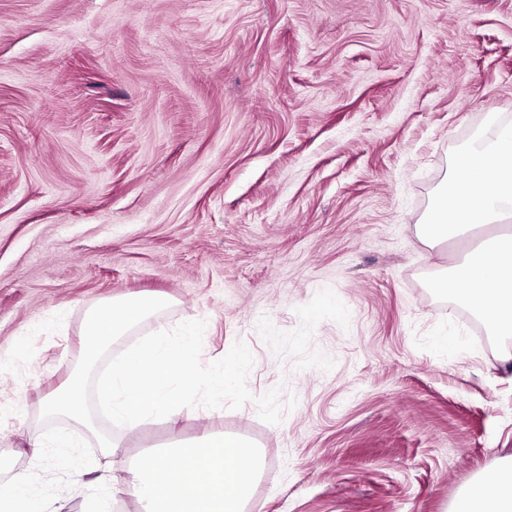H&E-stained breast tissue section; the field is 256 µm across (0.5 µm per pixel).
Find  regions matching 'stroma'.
<instances>
[{
  "instance_id": "1",
  "label": "stroma",
  "mask_w": 512,
  "mask_h": 512,
  "mask_svg": "<svg viewBox=\"0 0 512 512\" xmlns=\"http://www.w3.org/2000/svg\"><path fill=\"white\" fill-rule=\"evenodd\" d=\"M493 116L512 0H0V482L99 512L54 435L100 477L220 431L263 458L246 512H450L512 455V371L417 226ZM143 295L169 306L113 352L200 319L203 363L244 341L296 407L45 421L89 310ZM71 441L68 437L59 436L50 448H53L58 465L66 472L69 481L76 487H88L89 481L86 480L87 472L72 470L69 466V449Z\"/></svg>"
}]
</instances>
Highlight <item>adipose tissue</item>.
Returning <instances> with one entry per match:
<instances>
[{
  "label": "adipose tissue",
  "mask_w": 512,
  "mask_h": 512,
  "mask_svg": "<svg viewBox=\"0 0 512 512\" xmlns=\"http://www.w3.org/2000/svg\"><path fill=\"white\" fill-rule=\"evenodd\" d=\"M179 462L140 458L102 490L123 487L136 496L144 512H244L260 461L248 442L232 434L207 432L179 446ZM36 473L26 472L0 483V512H46L34 495ZM451 512H512V457L480 476L454 502Z\"/></svg>",
  "instance_id": "adipose-tissue-1"
}]
</instances>
